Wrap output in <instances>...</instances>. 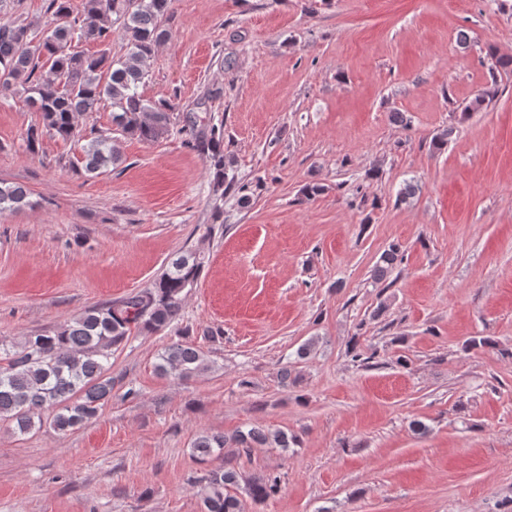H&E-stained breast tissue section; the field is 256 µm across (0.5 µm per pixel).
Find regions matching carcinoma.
I'll list each match as a JSON object with an SVG mask.
<instances>
[{"instance_id": "obj_1", "label": "carcinoma", "mask_w": 512, "mask_h": 512, "mask_svg": "<svg viewBox=\"0 0 512 512\" xmlns=\"http://www.w3.org/2000/svg\"><path fill=\"white\" fill-rule=\"evenodd\" d=\"M171 0H84L76 13L70 0H51L52 18L41 38L25 25H0V82L14 88L21 102L41 114L43 127L62 138L76 130L77 118L93 112L105 99L112 101L114 123L122 132L155 141L167 132L173 105L150 101L139 93L145 64L169 31L163 18ZM128 40L125 59L114 61L104 46L114 24ZM103 45L93 55L71 51L74 38ZM49 77L34 78L39 66ZM224 128L209 127L203 143L215 170L213 187L216 216L223 214ZM82 169L98 176L121 160L111 134H99L82 147ZM28 190L17 183L0 182V211H18L29 205ZM403 251L392 244L380 256L374 279L381 280L402 261ZM203 257L188 252L177 256L151 287L110 306H96L77 315L57 330L24 336L18 341L0 339V423L26 435L41 428L43 413L50 424L66 432L95 418L112 396V354L132 331L156 333L178 321L186 289L197 282ZM211 368L207 355L195 344L177 341L158 354L156 370L162 375L189 378ZM256 445L288 450L283 431L250 428L233 438L199 432L191 443L200 462L224 449L249 454ZM243 476L233 467L210 470L199 478L202 512H244L242 501L230 490ZM245 481V480H243ZM281 492L278 476H256L245 481V493L261 503Z\"/></svg>"}]
</instances>
